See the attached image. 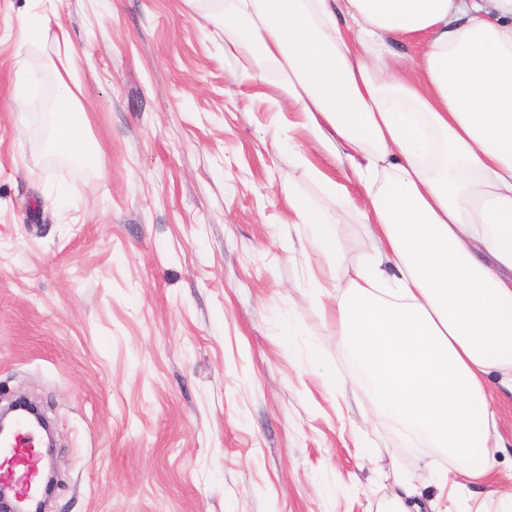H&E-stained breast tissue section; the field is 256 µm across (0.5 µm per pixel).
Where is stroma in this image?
Masks as SVG:
<instances>
[{"mask_svg":"<svg viewBox=\"0 0 512 512\" xmlns=\"http://www.w3.org/2000/svg\"><path fill=\"white\" fill-rule=\"evenodd\" d=\"M46 26L24 43L18 22ZM69 34L56 40L58 28ZM184 0H0V402L53 424L47 512H385L412 467L395 430L364 421L309 269V225L282 186L335 201L267 140L277 77ZM71 72L95 164L52 155L42 100L15 73ZM337 212L346 284L371 244Z\"/></svg>","mask_w":512,"mask_h":512,"instance_id":"stroma-1","label":"stroma"}]
</instances>
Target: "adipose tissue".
Returning a JSON list of instances; mask_svg holds the SVG:
<instances>
[{"label": "adipose tissue", "mask_w": 512, "mask_h": 512, "mask_svg": "<svg viewBox=\"0 0 512 512\" xmlns=\"http://www.w3.org/2000/svg\"><path fill=\"white\" fill-rule=\"evenodd\" d=\"M205 5L225 54L251 67L237 82L281 75L274 103L295 115L324 162L295 163L338 208L363 191L375 253L332 291L333 217L294 187L289 221L322 254L315 297L335 293L336 333L373 417L410 448L449 463L434 496L397 476L415 512H512L476 487L504 447L494 393L512 394V0H185ZM419 39L418 57L395 42ZM49 143L89 155L74 85L57 76ZM347 160V183L329 163Z\"/></svg>", "instance_id": "obj_1"}]
</instances>
